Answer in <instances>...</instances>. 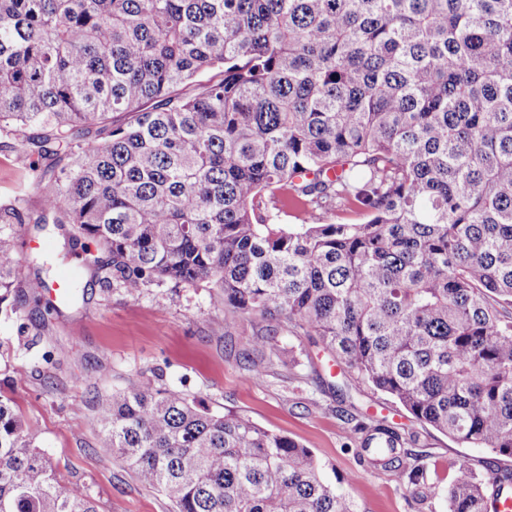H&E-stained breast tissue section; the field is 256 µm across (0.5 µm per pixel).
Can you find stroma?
Listing matches in <instances>:
<instances>
[{
	"label": "stroma",
	"mask_w": 512,
	"mask_h": 512,
	"mask_svg": "<svg viewBox=\"0 0 512 512\" xmlns=\"http://www.w3.org/2000/svg\"><path fill=\"white\" fill-rule=\"evenodd\" d=\"M25 217L13 225V260L27 263V284L13 289L19 311L0 316V394L12 398L39 449L64 485L77 486L99 512H173L162 494L141 485L118 458L98 452L95 397L162 374L209 409L247 414L257 424L310 448L326 477L349 493L357 512H445L442 495L461 462L486 474L484 448H466L413 419L390 397L345 379L336 361L309 336H281L266 346L262 381L246 378L247 356L262 325L229 320L212 288H145L136 298L105 287L94 260L107 255L66 228L39 223L42 195L16 153L0 146V205ZM75 265V297H55L58 271ZM378 420L415 435L407 450L428 456L438 491L413 500L394 469L360 455L359 422Z\"/></svg>",
	"instance_id": "stroma-1"
}]
</instances>
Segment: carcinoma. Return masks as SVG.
<instances>
[{"label":"carcinoma","instance_id":"cac0c4a2","mask_svg":"<svg viewBox=\"0 0 512 512\" xmlns=\"http://www.w3.org/2000/svg\"><path fill=\"white\" fill-rule=\"evenodd\" d=\"M39 223L106 283L206 284L232 317L316 336L353 381L512 458V0H0V140ZM64 153L46 178L42 161ZM301 224L279 223L286 205ZM357 224H321L337 206ZM26 267L0 265V313ZM98 451L173 512H356L312 450L145 377L97 400ZM370 465L431 483L359 425ZM461 463L448 512H486ZM0 512H98L0 395Z\"/></svg>","mask_w":512,"mask_h":512}]
</instances>
